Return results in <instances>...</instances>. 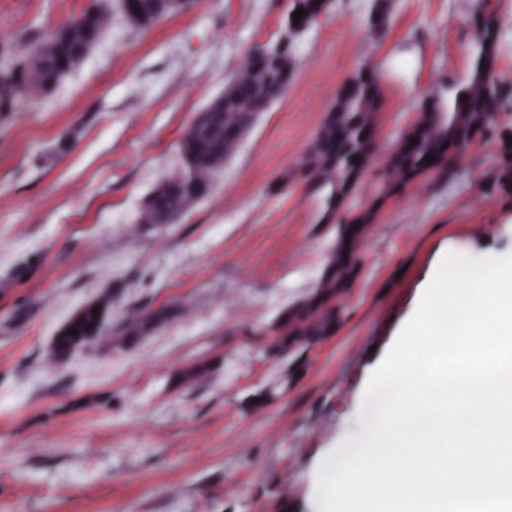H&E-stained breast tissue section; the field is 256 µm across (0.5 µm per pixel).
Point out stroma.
Instances as JSON below:
<instances>
[{"label": "stroma", "mask_w": 512, "mask_h": 512, "mask_svg": "<svg viewBox=\"0 0 512 512\" xmlns=\"http://www.w3.org/2000/svg\"><path fill=\"white\" fill-rule=\"evenodd\" d=\"M85 0H0V40L45 41ZM333 0L294 40L297 69L208 196L177 223L130 238L138 207L179 162L178 139L245 54L288 34L289 0H191L142 30L112 27L55 93L0 113V512H321L316 474L359 438L369 377L413 315L442 256L512 254V189L498 140L454 178L430 172L388 198L344 296L336 332L279 385L277 318L315 288L337 226L294 170L336 88L371 64L381 146H395L437 80L466 77L476 32L458 0ZM499 29L500 125L512 129V0ZM174 307L126 347L56 366L53 336L84 303ZM218 372L191 388L175 372ZM263 393L257 411L243 403Z\"/></svg>", "instance_id": "obj_1"}]
</instances>
